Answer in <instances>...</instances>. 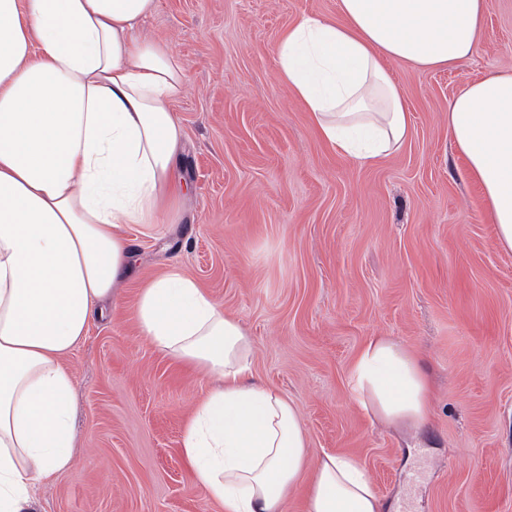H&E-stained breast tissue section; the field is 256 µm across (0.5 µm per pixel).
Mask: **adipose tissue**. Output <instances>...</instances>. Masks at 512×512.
I'll return each mask as SVG.
<instances>
[{
    "label": "adipose tissue",
    "instance_id": "1",
    "mask_svg": "<svg viewBox=\"0 0 512 512\" xmlns=\"http://www.w3.org/2000/svg\"><path fill=\"white\" fill-rule=\"evenodd\" d=\"M488 0H339L340 21L306 17L277 44V77L319 136L365 162L410 135L390 59L421 69L472 57ZM157 0H0V512H31L35 489L72 465L73 375L62 360L126 279L128 224L156 223L184 133L172 106L186 72L144 35ZM448 130L512 252V73L463 85ZM134 317L159 351L211 381L183 427L194 482L221 512H383L351 457L312 452L295 405L258 382L253 349L178 269L141 288ZM352 399L410 431L430 414L417 355L368 338Z\"/></svg>",
    "mask_w": 512,
    "mask_h": 512
}]
</instances>
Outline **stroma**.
<instances>
[{
  "mask_svg": "<svg viewBox=\"0 0 512 512\" xmlns=\"http://www.w3.org/2000/svg\"><path fill=\"white\" fill-rule=\"evenodd\" d=\"M308 16L338 20V0H158L145 34L187 74L174 105L187 193L161 223L125 228L131 271L64 360L73 465L41 486L36 512H217L181 445L209 380L132 315L174 266L239 319L256 379L297 404L311 450L357 459L385 512H512V252L448 131L463 84L512 70V0H488L470 59L389 62L411 136L364 163L321 140L277 78L279 37ZM371 336L417 353L431 381L416 437L351 398Z\"/></svg>",
  "mask_w": 512,
  "mask_h": 512,
  "instance_id": "35a3bbf8",
  "label": "stroma"
}]
</instances>
